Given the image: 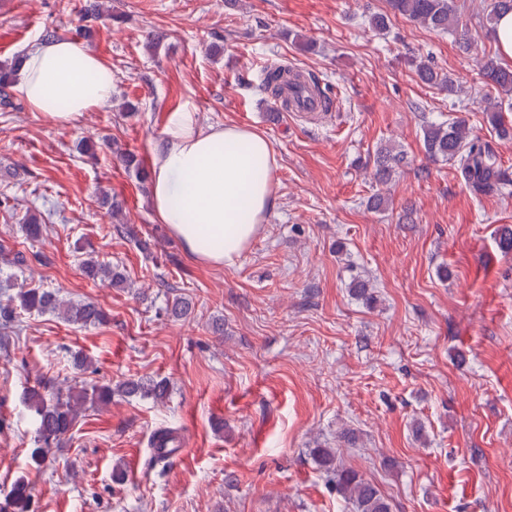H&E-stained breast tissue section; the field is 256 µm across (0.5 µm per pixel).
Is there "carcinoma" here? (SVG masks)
<instances>
[{"label":"carcinoma","instance_id":"obj_1","mask_svg":"<svg viewBox=\"0 0 512 512\" xmlns=\"http://www.w3.org/2000/svg\"><path fill=\"white\" fill-rule=\"evenodd\" d=\"M395 15L419 24L429 31L451 34L459 47L469 53L472 40L469 32L459 27L456 0H388ZM482 10L489 24L496 23L499 16L512 11V0H483ZM482 83L508 95L512 93V69L502 65L495 56L476 59ZM419 80L427 85L457 93L453 78L436 70L430 61L415 62ZM291 66L278 64L270 69L264 80V90L275 97L282 91L281 80L289 74ZM490 124L500 139L512 136V128L505 125L501 117L502 102L487 99ZM423 144L428 158L450 164L476 196L502 194L512 185V173L504 169L499 154L489 140L474 137L467 121L453 116L441 122H429L422 128ZM406 162L404 153L393 146L385 145L376 151L372 179L379 185L388 184L392 176ZM500 251L512 253V225H501L496 230ZM85 274L94 279L107 280L116 288H127V278L112 266L102 264L89 256L81 260ZM28 313H53L70 325L86 327L103 325L110 314L93 301L75 302L60 296V291L44 288H21L14 297L0 301V328L8 329L17 322V310ZM169 391L168 381L148 378H128L117 386L77 385L62 389L48 383L27 387L22 393V403L29 412L32 430L30 460L38 467L45 464L51 449L57 448L64 437L78 422L82 413L112 403V395L118 393L127 398L150 399L163 402ZM180 433L165 427L157 430L151 441L148 465L151 468L165 467L179 450ZM313 455L318 465L333 476L336 491L351 501L357 512H391L390 505L379 489L364 480L358 472L335 466L337 448H314ZM31 498L27 484L20 478L0 501V512H30Z\"/></svg>","mask_w":512,"mask_h":512}]
</instances>
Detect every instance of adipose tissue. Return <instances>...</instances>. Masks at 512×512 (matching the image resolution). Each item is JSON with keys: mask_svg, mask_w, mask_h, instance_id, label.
Wrapping results in <instances>:
<instances>
[{"mask_svg": "<svg viewBox=\"0 0 512 512\" xmlns=\"http://www.w3.org/2000/svg\"><path fill=\"white\" fill-rule=\"evenodd\" d=\"M14 87L34 111L69 125L111 100L112 69L81 41L42 40L26 51ZM275 166L271 145L260 133L205 125L193 112L173 113L152 170L155 216L194 259L232 266L272 204ZM178 197L179 209L172 205Z\"/></svg>", "mask_w": 512, "mask_h": 512, "instance_id": "adipose-tissue-1", "label": "adipose tissue"}]
</instances>
